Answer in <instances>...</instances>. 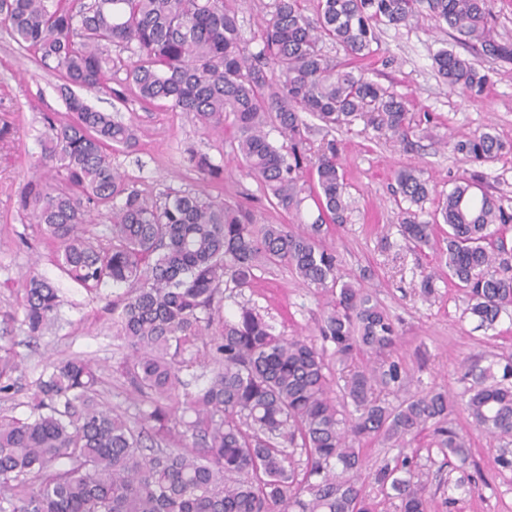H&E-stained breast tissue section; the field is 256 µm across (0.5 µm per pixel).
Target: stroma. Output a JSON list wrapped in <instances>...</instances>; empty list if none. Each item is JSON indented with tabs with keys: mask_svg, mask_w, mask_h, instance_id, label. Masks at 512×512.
Returning a JSON list of instances; mask_svg holds the SVG:
<instances>
[{
	"mask_svg": "<svg viewBox=\"0 0 512 512\" xmlns=\"http://www.w3.org/2000/svg\"><path fill=\"white\" fill-rule=\"evenodd\" d=\"M272 2L231 0L250 50L259 48ZM376 36L374 54L356 61L355 69L404 96L420 125L403 141L361 120L332 132L311 121V149L335 139L348 186L345 221L330 225L326 243L335 250L346 280L370 291L394 322L401 338L395 355L411 375L410 392H457L467 364L480 357L512 354V319L501 317L490 329L479 326L466 314L468 298L449 281L438 253L404 239L400 221L407 203L396 192L394 173L412 167L428 179L431 193L420 213L425 221L456 182L478 171L488 192L512 212V61L494 60L455 43L427 19L408 27L382 25ZM444 47L467 56L487 74L481 97L450 89L439 76L433 56ZM123 77V72H109L103 89L85 90L81 96L136 127L137 145L112 155L114 167L131 185L156 193L192 190L218 195L243 203L270 224L303 226L317 219V207L309 197L296 214L270 205L236 158L229 135L206 132L189 112L169 106L143 108ZM59 84L57 74L35 63L0 25V118L9 121L7 133L0 134V346L12 349L21 361L8 400H0V411L18 417L27 413L45 365L71 356L98 365L106 402L120 410L127 406L124 380L115 371L125 347L115 336L111 313L104 301L88 297L61 276L47 257L40 225L18 205L28 182L40 175L36 162L52 136L48 117L67 113ZM484 131L499 135L509 150L479 168L454 152L452 144ZM190 149L223 166L222 185L188 170L184 158ZM31 271L50 279L61 300L53 324L36 339L22 323L17 297ZM429 273L434 276V294L427 298L421 281ZM242 298L273 325L275 333L318 339L325 299L290 269L265 270L253 287L243 290ZM471 437L474 458L490 484L462 496L453 512H512V472L498 471L495 465L503 440L476 429Z\"/></svg>",
	"mask_w": 512,
	"mask_h": 512,
	"instance_id": "1",
	"label": "stroma"
}]
</instances>
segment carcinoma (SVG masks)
<instances>
[{
	"instance_id": "1",
	"label": "carcinoma",
	"mask_w": 512,
	"mask_h": 512,
	"mask_svg": "<svg viewBox=\"0 0 512 512\" xmlns=\"http://www.w3.org/2000/svg\"><path fill=\"white\" fill-rule=\"evenodd\" d=\"M494 0H318L317 18L301 0H274L260 48L247 51L229 0H0V23L19 48L54 63L67 115L53 136L21 207L44 225L52 264L92 295L112 288V324L128 353L125 378L134 416L102 401V377L80 357L48 363L24 418L0 415V512H376L364 494L365 445L402 449L371 479L396 512H428L430 468L403 452L428 427L448 456V497L488 483L469 435L450 416L512 437V355L468 365L460 393L400 397L407 372L393 359L399 342L389 315L370 294L343 281L323 224H341L347 184L336 143L312 162L318 222L298 231L261 224L250 209L195 191L155 194L130 186L112 152L136 143L132 126L87 104L74 89H101L120 66L146 106L169 103L208 131L230 126L232 148L270 203L300 211L307 160V113L326 129L364 119L403 140L414 132L406 100L353 61L373 53L378 25L430 18L483 54L512 60V44L492 25ZM344 58L331 62L324 45ZM131 51L115 61L108 47ZM448 86L478 97L488 83L469 59L446 48L433 57ZM288 140L282 153L269 128ZM479 166L505 145L482 132L453 145ZM188 167L219 185L222 168L191 151ZM404 200L429 195L420 171L395 175ZM441 219L405 211L401 232L445 252L448 279L465 291L466 311L493 326L512 309V246L499 227L512 222L482 176L455 183ZM110 220L107 234L95 218ZM448 225L436 234L438 223ZM271 265L293 269L329 297L321 344L285 338L253 307L236 301ZM236 303L226 314L223 302ZM58 288L32 274L21 307L28 333L49 324ZM210 359L211 376L180 391L182 368ZM348 368L338 394L336 365ZM16 356L0 348V394L11 390Z\"/></svg>"
}]
</instances>
